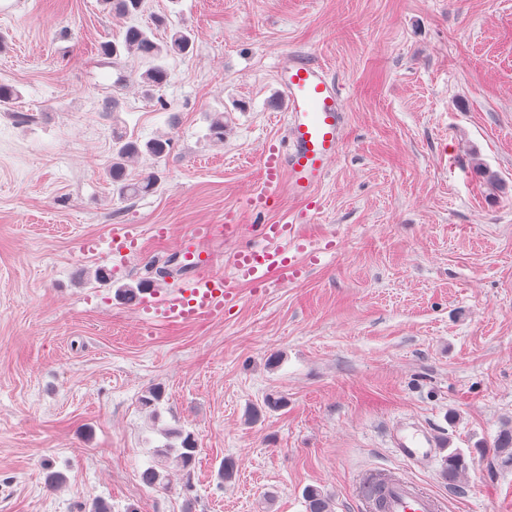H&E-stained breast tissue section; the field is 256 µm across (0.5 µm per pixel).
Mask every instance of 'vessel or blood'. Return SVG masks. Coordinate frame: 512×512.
Wrapping results in <instances>:
<instances>
[{
  "instance_id": "1",
  "label": "vessel or blood",
  "mask_w": 512,
  "mask_h": 512,
  "mask_svg": "<svg viewBox=\"0 0 512 512\" xmlns=\"http://www.w3.org/2000/svg\"><path fill=\"white\" fill-rule=\"evenodd\" d=\"M275 80L285 102L286 139L267 145L262 153L263 188L250 199L256 214L268 212L283 196L314 203L342 147L347 122L341 89L319 63L296 56L277 71ZM256 238L236 253L234 273L224 279L207 274L209 257L187 246L185 256L197 272L182 297L143 302V317L159 324H187L223 316L227 306L238 302L241 283L269 288L275 268L287 271L290 279L302 278L323 252L298 224H261ZM392 440L398 454L411 462L425 460L437 446L431 435L410 426L397 427ZM358 488L364 512H444L438 496L401 477L368 472Z\"/></svg>"
}]
</instances>
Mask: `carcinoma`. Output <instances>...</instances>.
Returning a JSON list of instances; mask_svg holds the SVG:
<instances>
[{
	"mask_svg": "<svg viewBox=\"0 0 512 512\" xmlns=\"http://www.w3.org/2000/svg\"><path fill=\"white\" fill-rule=\"evenodd\" d=\"M112 5V10L122 16L136 14L142 11L144 0H105ZM192 45V36L189 30L180 29L174 31L165 41H154L152 31L138 26H129L125 30L121 42H106L100 45L103 54L118 56L126 53L143 60L150 61L149 67L140 74V85L144 92L149 94L162 87L168 80V71L165 67L156 64V61L164 56L184 54ZM112 164L108 168V176L118 186L121 196L133 199L145 196L154 191L158 179L155 174H141L137 177L128 174V168L137 164L141 157L149 155L160 157L166 153L169 140L156 138L140 144L138 141L127 137V133L119 127L112 128ZM181 447L172 451L161 453L164 458H173L176 467L190 474L198 454V444L195 436L190 433L179 432ZM496 455L512 459V430L504 431L498 435L494 442ZM465 468L464 456L459 452L448 454L446 471L448 480L453 481ZM143 483L151 488L165 487L166 477L156 467L151 466L141 473ZM308 512H332L333 502L328 494L310 487L305 490Z\"/></svg>",
	"mask_w": 512,
	"mask_h": 512,
	"instance_id": "cac0c4a2",
	"label": "carcinoma"
}]
</instances>
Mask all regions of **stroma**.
<instances>
[{"label": "stroma", "mask_w": 512, "mask_h": 512, "mask_svg": "<svg viewBox=\"0 0 512 512\" xmlns=\"http://www.w3.org/2000/svg\"><path fill=\"white\" fill-rule=\"evenodd\" d=\"M130 25L194 33L150 98L139 60L99 53ZM297 54L342 86L345 136L316 206L284 197L266 219L308 215L332 249L304 278L242 284L223 317L145 324L121 288L178 296L185 274L161 271L196 225L238 224L200 243L210 275L232 274L261 151L284 136L275 72ZM0 84L20 93L0 111V512H185L176 467L170 490L140 479L180 429L198 442L195 512H306L312 486L361 512L367 470L444 512H512V461L493 448L512 428V0H147L132 19L104 0H25L0 16ZM116 126L169 139L130 169L156 172L155 193L126 199L109 178ZM128 224L137 253L112 254ZM270 395L285 407L265 409ZM403 421L463 454L456 482L445 457L397 454Z\"/></svg>", "instance_id": "obj_1"}]
</instances>
